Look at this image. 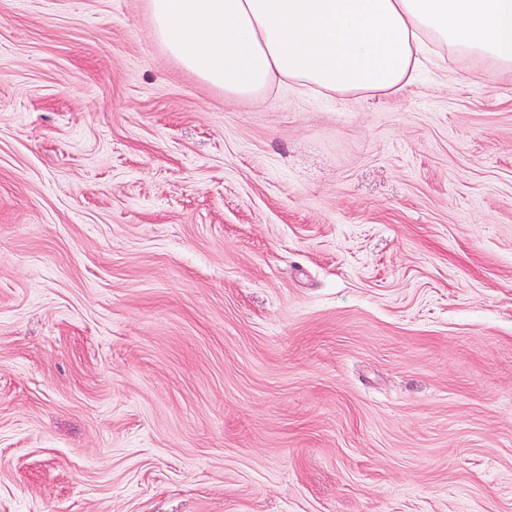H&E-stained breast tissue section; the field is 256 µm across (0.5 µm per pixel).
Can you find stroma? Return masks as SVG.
Returning a JSON list of instances; mask_svg holds the SVG:
<instances>
[{
  "label": "stroma",
  "mask_w": 512,
  "mask_h": 512,
  "mask_svg": "<svg viewBox=\"0 0 512 512\" xmlns=\"http://www.w3.org/2000/svg\"><path fill=\"white\" fill-rule=\"evenodd\" d=\"M225 97L150 0H0V512H512V72Z\"/></svg>",
  "instance_id": "1"
}]
</instances>
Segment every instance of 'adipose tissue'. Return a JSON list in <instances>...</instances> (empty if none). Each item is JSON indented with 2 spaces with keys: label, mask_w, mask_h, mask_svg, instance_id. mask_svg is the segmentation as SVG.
Masks as SVG:
<instances>
[{
  "label": "adipose tissue",
  "mask_w": 512,
  "mask_h": 512,
  "mask_svg": "<svg viewBox=\"0 0 512 512\" xmlns=\"http://www.w3.org/2000/svg\"><path fill=\"white\" fill-rule=\"evenodd\" d=\"M157 38L225 96L399 95L440 45L512 69V0H151Z\"/></svg>",
  "instance_id": "ef3b65f1"
}]
</instances>
